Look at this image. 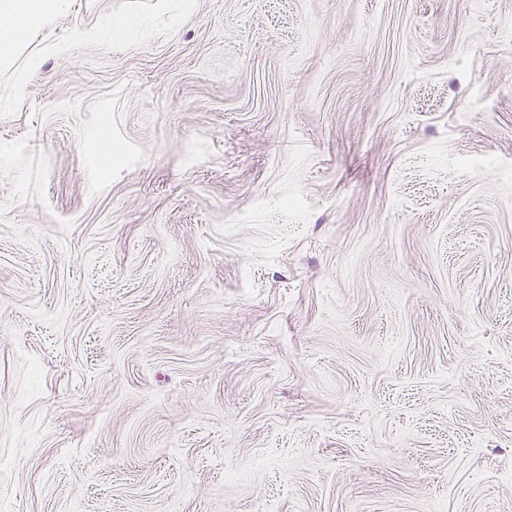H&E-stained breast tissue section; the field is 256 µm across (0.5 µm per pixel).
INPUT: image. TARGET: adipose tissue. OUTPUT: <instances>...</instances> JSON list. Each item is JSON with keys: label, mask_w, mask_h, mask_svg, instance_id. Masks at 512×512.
Returning <instances> with one entry per match:
<instances>
[{"label": "adipose tissue", "mask_w": 512, "mask_h": 512, "mask_svg": "<svg viewBox=\"0 0 512 512\" xmlns=\"http://www.w3.org/2000/svg\"><path fill=\"white\" fill-rule=\"evenodd\" d=\"M69 0H0V77L13 71L30 36L52 29Z\"/></svg>", "instance_id": "1"}]
</instances>
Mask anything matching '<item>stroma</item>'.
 I'll return each instance as SVG.
<instances>
[{
    "instance_id": "stroma-1",
    "label": "stroma",
    "mask_w": 512,
    "mask_h": 512,
    "mask_svg": "<svg viewBox=\"0 0 512 512\" xmlns=\"http://www.w3.org/2000/svg\"><path fill=\"white\" fill-rule=\"evenodd\" d=\"M28 51L0 512H512V0H71Z\"/></svg>"
}]
</instances>
